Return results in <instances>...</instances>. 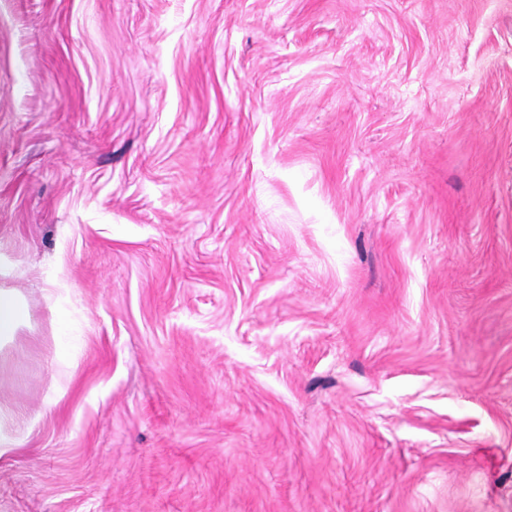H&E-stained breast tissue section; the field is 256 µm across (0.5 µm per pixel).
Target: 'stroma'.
I'll use <instances>...</instances> for the list:
<instances>
[{"label":"stroma","instance_id":"35a3bbf8","mask_svg":"<svg viewBox=\"0 0 512 512\" xmlns=\"http://www.w3.org/2000/svg\"><path fill=\"white\" fill-rule=\"evenodd\" d=\"M0 512H512V0H0ZM29 322L28 306L20 291L0 285V354Z\"/></svg>","mask_w":512,"mask_h":512}]
</instances>
